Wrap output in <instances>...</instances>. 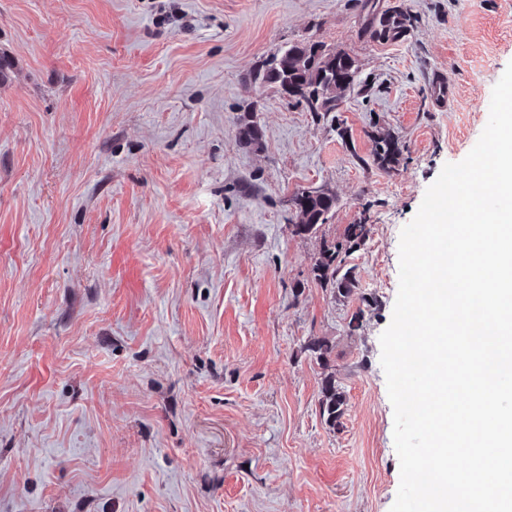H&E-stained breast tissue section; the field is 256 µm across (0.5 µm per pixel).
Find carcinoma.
Wrapping results in <instances>:
<instances>
[{"mask_svg":"<svg viewBox=\"0 0 512 512\" xmlns=\"http://www.w3.org/2000/svg\"><path fill=\"white\" fill-rule=\"evenodd\" d=\"M413 22L414 17L399 7L376 12L369 19L373 37L382 41L404 39ZM358 78L356 62L348 53L331 51L320 41H305L279 49L260 69L249 74L247 80L277 88L286 82L294 83L300 89L295 100L307 111L334 112L339 108L344 92L353 87ZM260 136V128L250 121L240 128L238 141L248 148L258 143ZM399 155L396 141L389 138L377 141L375 157L382 167L392 168ZM296 197L302 199V203L292 233L296 236L318 233L336 207V196L321 191H302L296 193ZM370 233L369 224H349L344 229L342 240L324 241L321 257L314 267L315 279L331 289L335 297L346 299L356 289L354 268L346 265V257L365 246ZM307 349L319 364L326 367L335 346L326 339H315ZM343 406V393L336 386V379L326 376L321 387L320 410L326 424L333 430L341 426Z\"/></svg>","mask_w":512,"mask_h":512,"instance_id":"1","label":"carcinoma"}]
</instances>
